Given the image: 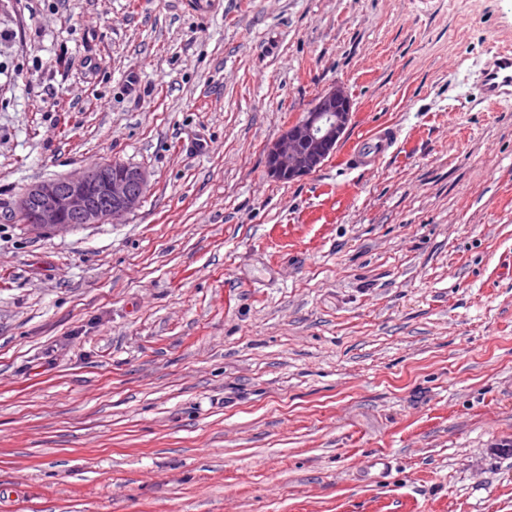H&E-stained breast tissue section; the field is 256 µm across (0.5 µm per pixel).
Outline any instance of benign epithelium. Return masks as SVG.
I'll use <instances>...</instances> for the list:
<instances>
[{"label": "benign epithelium", "instance_id": "1", "mask_svg": "<svg viewBox=\"0 0 512 512\" xmlns=\"http://www.w3.org/2000/svg\"><path fill=\"white\" fill-rule=\"evenodd\" d=\"M352 116L343 86L319 94L265 151L268 175L295 180L317 171L342 141ZM146 172L125 163H103L77 173L33 184L15 203L14 214L39 231H61L88 224L119 223L140 204Z\"/></svg>", "mask_w": 512, "mask_h": 512}]
</instances>
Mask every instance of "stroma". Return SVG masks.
Masks as SVG:
<instances>
[{
  "label": "stroma",
  "mask_w": 512,
  "mask_h": 512,
  "mask_svg": "<svg viewBox=\"0 0 512 512\" xmlns=\"http://www.w3.org/2000/svg\"><path fill=\"white\" fill-rule=\"evenodd\" d=\"M504 50L512 0H0V512H512ZM113 161L121 223L14 219ZM510 87V89H509ZM484 100L497 104L512 96V52H497L481 74ZM351 116L352 102L343 86L319 94L307 112L266 148L268 175L290 181L317 171L336 153Z\"/></svg>",
  "instance_id": "stroma-1"
}]
</instances>
